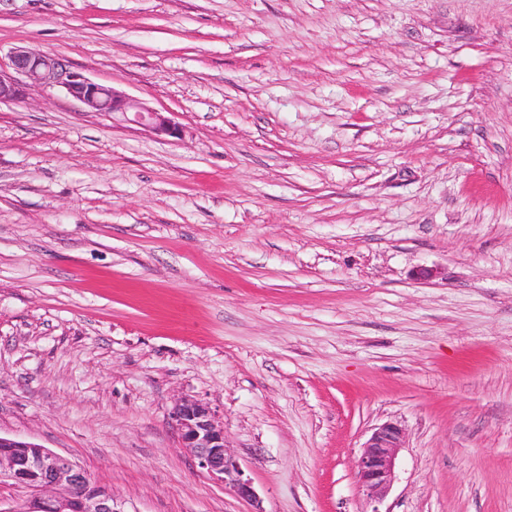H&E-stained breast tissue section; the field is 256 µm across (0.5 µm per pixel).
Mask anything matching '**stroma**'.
Wrapping results in <instances>:
<instances>
[{"instance_id": "stroma-1", "label": "stroma", "mask_w": 512, "mask_h": 512, "mask_svg": "<svg viewBox=\"0 0 512 512\" xmlns=\"http://www.w3.org/2000/svg\"><path fill=\"white\" fill-rule=\"evenodd\" d=\"M19 46L180 134L0 102V433L117 512H365L395 422L380 512H512V0H0ZM172 419L181 448L194 457L200 469L229 485L237 497L256 500L254 487L242 478L237 462L228 453L223 423L206 403L182 399L175 404ZM405 446V432L397 423L386 422L375 427L361 446L356 461L359 490L372 511L380 512V504L395 478L396 460Z\"/></svg>"}]
</instances>
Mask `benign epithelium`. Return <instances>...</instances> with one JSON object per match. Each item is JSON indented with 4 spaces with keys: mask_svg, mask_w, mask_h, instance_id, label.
I'll return each instance as SVG.
<instances>
[{
    "mask_svg": "<svg viewBox=\"0 0 512 512\" xmlns=\"http://www.w3.org/2000/svg\"><path fill=\"white\" fill-rule=\"evenodd\" d=\"M0 65V102L22 96L24 85L57 87L95 112L120 115L126 121L160 135L176 137L179 126L166 113L147 107L113 87L96 83L73 70L64 60L28 47H15ZM172 419L181 448L194 457L200 469L224 482L245 500L257 498L250 481L242 478L228 453L224 425L204 402L182 399ZM405 447L401 426L386 422L374 428L356 461L359 490L372 512L395 478L396 460ZM27 493L21 512H118L112 490L89 477L69 459L24 439L0 434V486Z\"/></svg>",
    "mask_w": 512,
    "mask_h": 512,
    "instance_id": "1",
    "label": "benign epithelium"
}]
</instances>
